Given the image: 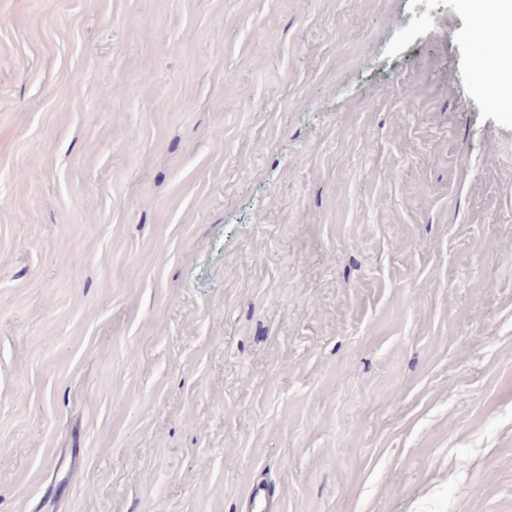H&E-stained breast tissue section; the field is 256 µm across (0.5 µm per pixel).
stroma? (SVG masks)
<instances>
[{
    "mask_svg": "<svg viewBox=\"0 0 512 512\" xmlns=\"http://www.w3.org/2000/svg\"><path fill=\"white\" fill-rule=\"evenodd\" d=\"M472 3L0 0V512H512Z\"/></svg>",
    "mask_w": 512,
    "mask_h": 512,
    "instance_id": "35a3bbf8",
    "label": "stroma"
}]
</instances>
